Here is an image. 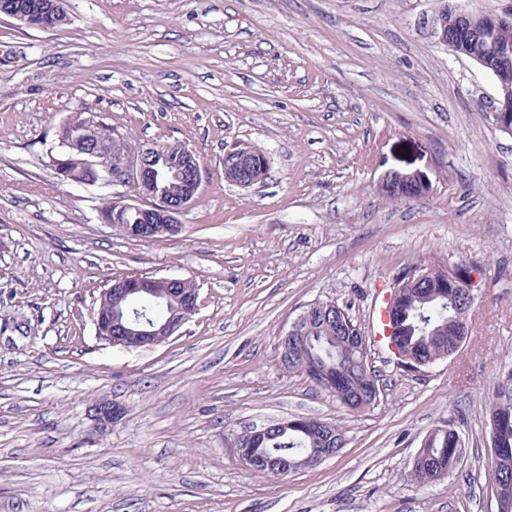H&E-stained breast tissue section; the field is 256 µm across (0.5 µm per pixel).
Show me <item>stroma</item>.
Instances as JSON below:
<instances>
[{
	"mask_svg": "<svg viewBox=\"0 0 512 512\" xmlns=\"http://www.w3.org/2000/svg\"><path fill=\"white\" fill-rule=\"evenodd\" d=\"M442 0H66L41 31L0 15V512H495L485 406L512 365V137L497 95L425 20ZM203 162L182 230L131 239L100 216L115 186L63 179L75 115ZM242 140L270 161L224 180ZM393 171L422 196L393 201ZM466 263L478 298L459 352L418 375L369 343L374 408L347 411L285 370L278 336L305 306L365 332L396 274ZM182 277L198 311L165 343L100 341L110 280ZM121 414L106 430L91 406ZM294 417L343 430L335 457L280 480L224 436ZM464 440L441 482L408 463L435 426Z\"/></svg>",
	"mask_w": 512,
	"mask_h": 512,
	"instance_id": "obj_1",
	"label": "stroma"
}]
</instances>
